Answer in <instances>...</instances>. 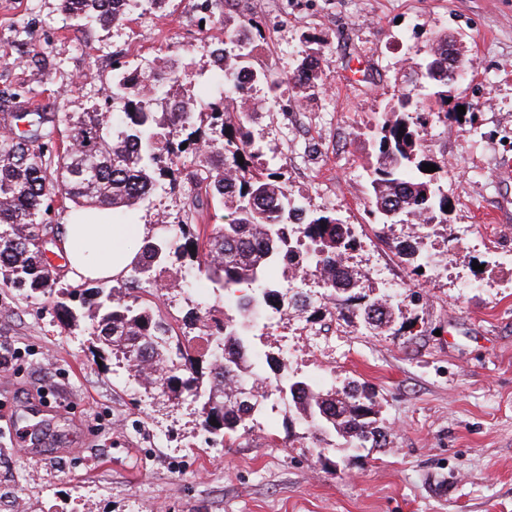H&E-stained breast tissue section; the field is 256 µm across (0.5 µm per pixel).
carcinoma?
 <instances>
[{"mask_svg":"<svg viewBox=\"0 0 512 512\" xmlns=\"http://www.w3.org/2000/svg\"><path fill=\"white\" fill-rule=\"evenodd\" d=\"M63 10L101 26L122 22L131 0H62ZM232 50L211 51L223 61L224 83L241 96L245 88L237 75L245 72L250 85L282 84L315 89L322 85V68L306 56L297 70L280 79L248 65L253 46L225 33ZM175 70L170 65L153 72L124 71L112 86V99L123 102L114 117L94 109L63 118L65 140L57 147V119L45 112L11 113L13 123L0 133V286L39 294L51 303L63 327L86 317L92 322V340L100 353L122 360L150 387L176 398L191 394L200 407L211 403L224 412L216 429L201 417V427L215 447H224L247 431L275 392L289 390L296 414L310 418L339 435L347 447L370 442L387 445V431L371 416L372 393L355 386L341 391L319 388L310 381L283 379L273 357L252 350L241 315L250 301L275 311L305 308L308 296L274 287L278 268L312 267L319 272L325 295L345 294L367 329L389 324L391 311L377 301L354 303L352 276L344 272L346 253L356 242L351 227L327 213L308 215L288 190L280 172L262 159L245 124L247 108L231 112L223 101L208 111L186 109V100L171 92ZM420 78L434 88L439 111L448 104V37L436 41L430 58L420 67ZM164 96L169 111L156 118L155 105ZM419 109L408 93L396 95V104L375 125L377 162L370 181V213L382 224L411 218L426 224L446 221L448 196L436 179L422 171L426 163L423 131L430 112ZM220 130V138L204 137L203 125ZM205 154L194 180L205 195L224 208L222 224H182L174 239L151 240L127 274L109 289L67 284L45 261V237L53 232L45 216L58 198L79 209L108 210L112 223L125 224L134 209L158 186L172 180L181 145ZM244 163H239V160ZM198 263L203 277L196 288L224 293L241 292L237 314L198 319L200 334L210 338L204 359L193 356L175 329L140 296L155 281V270L171 258Z\"/></svg>","mask_w":512,"mask_h":512,"instance_id":"1","label":"carcinoma"}]
</instances>
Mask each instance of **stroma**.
<instances>
[{
    "mask_svg": "<svg viewBox=\"0 0 512 512\" xmlns=\"http://www.w3.org/2000/svg\"><path fill=\"white\" fill-rule=\"evenodd\" d=\"M200 2L140 0L127 21L85 28L61 0H0V113L27 89L56 115L111 109L114 63L142 72L164 58L177 62L183 92L207 103L224 94L211 48L251 18L263 22L254 67L285 76L306 56L323 59L319 90L254 85L250 135L307 212L355 228L348 263L361 293L405 284L418 296L394 302L378 333L301 272L288 285L315 307L272 315L254 328V348L282 376L371 387L388 444L336 450L325 465L314 432L274 396L249 431L211 447L191 397L144 388L124 364H94L88 324L61 331L44 298L4 287L0 496L22 512H512V0H222L204 27ZM442 34L467 72L449 90L467 118L430 117L423 136L451 212L430 229L383 226L368 214L372 132ZM416 92L433 104L428 89ZM202 160L184 155L175 183L138 207L147 237L214 223L212 200L191 204ZM409 242L430 259L423 275L402 250ZM190 275L173 262L150 291L200 355L190 314L232 303L184 287Z\"/></svg>",
    "mask_w": 512,
    "mask_h": 512,
    "instance_id": "1",
    "label": "stroma"
}]
</instances>
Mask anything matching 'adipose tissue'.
I'll return each instance as SVG.
<instances>
[{"instance_id":"ef3b65f1","label":"adipose tissue","mask_w":512,"mask_h":512,"mask_svg":"<svg viewBox=\"0 0 512 512\" xmlns=\"http://www.w3.org/2000/svg\"><path fill=\"white\" fill-rule=\"evenodd\" d=\"M145 232L141 224H65L59 244L69 278L85 282L124 276L137 258L134 243Z\"/></svg>"}]
</instances>
